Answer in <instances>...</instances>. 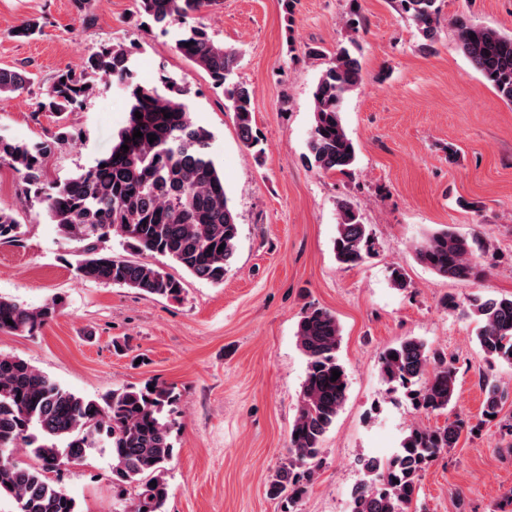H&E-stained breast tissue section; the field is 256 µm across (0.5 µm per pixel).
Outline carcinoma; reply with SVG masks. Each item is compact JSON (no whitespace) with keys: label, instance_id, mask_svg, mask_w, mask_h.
I'll return each instance as SVG.
<instances>
[{"label":"carcinoma","instance_id":"obj_1","mask_svg":"<svg viewBox=\"0 0 512 512\" xmlns=\"http://www.w3.org/2000/svg\"><path fill=\"white\" fill-rule=\"evenodd\" d=\"M219 0H137L144 26H178L177 51L224 89L238 135L259 161L265 154L255 134L253 90L232 81L238 52L212 39L188 19ZM423 40L422 50L435 52L440 27L437 0H400ZM458 38L473 68L505 103L512 104V36L456 21ZM132 51L103 45L79 69L59 71L45 92L41 109L57 118L83 103L95 91L87 72L123 84L127 119L109 155L60 186L46 182L45 162L60 144L75 140L64 124L34 144L0 137V163L21 178L20 196L44 205L49 223L65 240L81 244L78 276L86 281L133 288L143 294L181 300L183 282L155 265L114 257L104 244L120 238L136 254L171 257L197 279L224 282L235 260L239 224L229 204L224 177L212 157L213 134L197 125L187 104L188 89L172 81L145 87L133 80ZM361 65L349 49L340 48L320 73L312 92L313 125L307 142L311 166L324 174L348 175L356 149L340 117L345 95L359 84ZM30 78L23 71L0 68V101L18 96ZM140 112L142 118L135 117ZM169 117H164V113ZM143 136L133 138L134 131ZM157 140L149 142L148 136ZM129 150H124L123 146ZM336 261L360 263L374 249L368 225L347 199L337 203ZM23 225L0 208V244L19 245ZM420 263L447 280H480L487 260L477 238L449 228L428 235L415 250ZM54 298L28 306L0 297V331L35 336L60 313ZM481 326L477 336L490 367L512 366V295L491 296L473 304ZM13 324H7V320ZM297 346L306 358L297 415L289 434L288 462L269 485V494L288 493L293 510L319 465L323 439L347 396L348 377L338 351L342 341L336 315L322 307L306 310L299 321ZM340 372L331 381L332 371ZM380 373L389 384L407 390L419 409L434 413L448 408L456 392L457 367L445 354L409 338L386 349ZM485 394L484 422L512 436V416L503 414L512 392L493 374L479 376ZM180 394L154 380L112 390L102 400L86 398L16 355L0 354V496L13 498L18 512H79L76 500L50 473L81 462L98 448L109 449L112 485L138 488L129 512H166L170 496L167 465L173 457L170 415ZM466 422L457 417L444 426L415 427L388 460L363 461L367 479L351 492L349 512H411L418 501L420 473L456 447ZM24 453L37 464L23 463ZM156 486H151V482Z\"/></svg>","mask_w":512,"mask_h":512}]
</instances>
